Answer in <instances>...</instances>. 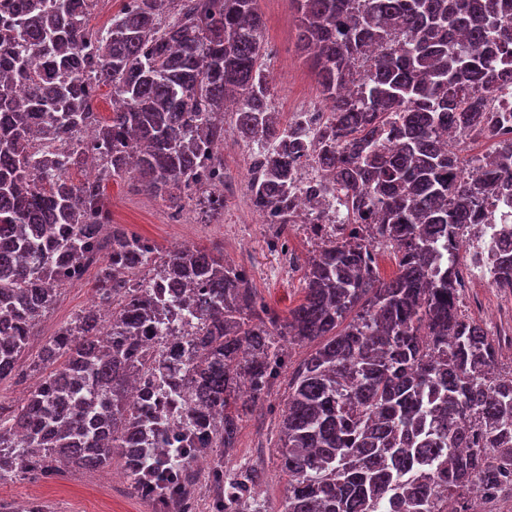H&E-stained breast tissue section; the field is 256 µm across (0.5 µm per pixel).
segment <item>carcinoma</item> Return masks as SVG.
<instances>
[{"label": "carcinoma", "mask_w": 512, "mask_h": 512, "mask_svg": "<svg viewBox=\"0 0 512 512\" xmlns=\"http://www.w3.org/2000/svg\"><path fill=\"white\" fill-rule=\"evenodd\" d=\"M96 2L0 5V382L61 287L98 265L94 302L40 346L39 383L8 415L0 406V481L117 461L154 512H190L189 457L219 448L212 512H441L451 499L472 512L477 489L511 490L512 372H495L500 343L463 316L457 269L431 264L435 238L454 248L459 227L512 189L507 113L492 107L512 88V0H293L328 103L314 139L271 106L257 0H126L93 30ZM228 102L255 147L249 189L266 223H295L289 184L309 157L336 178L345 210L285 317L224 254L161 256L112 223L110 179L176 203L224 177ZM81 127L91 141L74 139ZM448 129L492 142L484 163L467 168ZM89 159L99 175L74 182ZM196 206L224 209L210 194ZM377 243L395 247L388 281ZM492 278L512 290V238ZM176 304L196 335H168ZM163 341L184 378L144 407L131 391L166 381L146 357ZM302 343L316 347L293 366L288 346ZM281 380L275 455L288 496L271 511L255 495L260 471L227 462ZM170 403L192 427L183 443L168 437Z\"/></svg>", "instance_id": "obj_1"}]
</instances>
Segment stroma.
Wrapping results in <instances>:
<instances>
[{"label":"stroma","mask_w":512,"mask_h":512,"mask_svg":"<svg viewBox=\"0 0 512 512\" xmlns=\"http://www.w3.org/2000/svg\"><path fill=\"white\" fill-rule=\"evenodd\" d=\"M258 8L264 20L265 64L275 111L285 118L307 105L321 104L311 62L299 47V20L292 0H258ZM252 154L251 145L239 140L234 130L226 131L224 215L212 223L189 210L174 215L160 198L134 188L127 178L109 180L106 193L114 223L150 240L163 252L182 244L223 251L226 258L246 270L258 298L285 313L301 302L306 261L322 241L309 225L292 224L288 227L287 253L269 247L268 227L254 210L248 190ZM96 275V267H89L81 280L62 287L38 325L39 339L52 336L90 305ZM506 303V296L493 288H466L461 293L463 313L493 333L512 325ZM38 351V346H30L21 356L15 376L0 382V404L18 406L36 382ZM284 398V389L279 386L254 408L242 424L237 450L241 457L259 450L257 464L265 476L258 491L261 498L275 504L288 493V481L280 473L274 453ZM0 501L16 505L38 501L47 512H153L151 503L131 493L121 473L102 470H69L47 482L32 476L9 480L0 483Z\"/></svg>","instance_id":"stroma-1"}]
</instances>
